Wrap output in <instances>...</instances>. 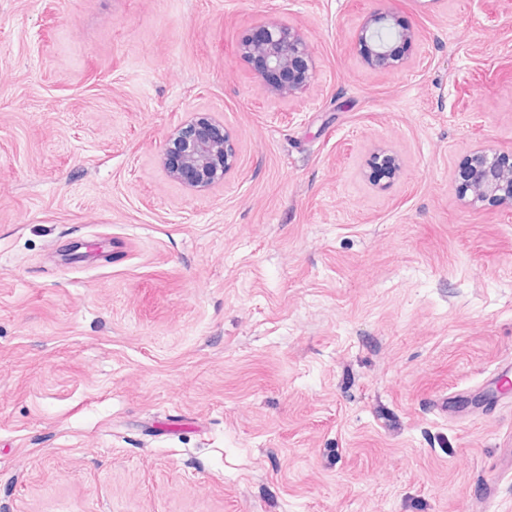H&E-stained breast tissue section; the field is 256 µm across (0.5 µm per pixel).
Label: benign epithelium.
Here are the masks:
<instances>
[{
  "mask_svg": "<svg viewBox=\"0 0 512 512\" xmlns=\"http://www.w3.org/2000/svg\"><path fill=\"white\" fill-rule=\"evenodd\" d=\"M392 26V14L377 9L367 16L358 34L360 56L375 71L405 67L407 58L399 45H408L417 38L415 29L402 27L396 30L394 39L387 40L382 31ZM237 51L253 60L255 75L267 93L280 99H292L315 76L310 38L277 18L254 23ZM161 163L172 180L204 189L223 181L236 167L237 150L222 123L206 112H197L170 133ZM466 189L472 204L491 201L512 210V155L475 149L470 155Z\"/></svg>",
  "mask_w": 512,
  "mask_h": 512,
  "instance_id": "7a95c632",
  "label": "benign epithelium"
}]
</instances>
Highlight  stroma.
Here are the masks:
<instances>
[{
	"label": "stroma",
	"mask_w": 512,
	"mask_h": 512,
	"mask_svg": "<svg viewBox=\"0 0 512 512\" xmlns=\"http://www.w3.org/2000/svg\"><path fill=\"white\" fill-rule=\"evenodd\" d=\"M409 65L356 52L376 9ZM306 32L311 86L236 52ZM223 183L161 165L188 113ZM512 0H0V512H477L512 395ZM400 165L376 178L373 155ZM237 51L253 60L255 75L267 93L280 99H292L315 76L310 38L277 18L254 23ZM161 163L175 182L204 189L236 167L237 150L223 123L197 112L170 133ZM512 155L477 148L470 155L466 189L472 204L491 201L512 210Z\"/></svg>",
	"instance_id": "stroma-1"
}]
</instances>
